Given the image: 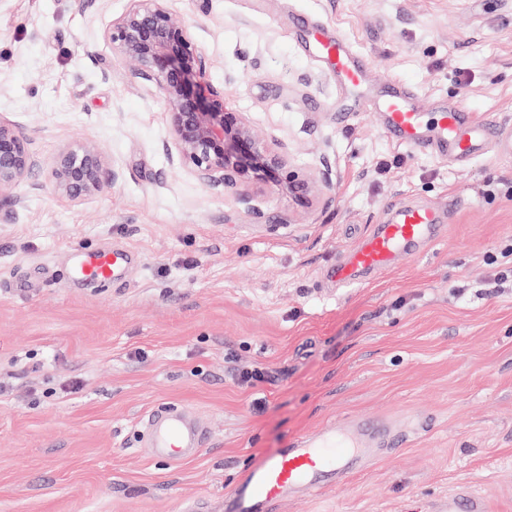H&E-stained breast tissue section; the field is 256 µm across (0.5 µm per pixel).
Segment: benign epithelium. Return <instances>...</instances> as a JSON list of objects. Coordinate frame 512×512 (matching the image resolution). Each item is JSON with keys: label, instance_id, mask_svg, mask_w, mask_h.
<instances>
[{"label": "benign epithelium", "instance_id": "1", "mask_svg": "<svg viewBox=\"0 0 512 512\" xmlns=\"http://www.w3.org/2000/svg\"><path fill=\"white\" fill-rule=\"evenodd\" d=\"M104 40L125 67L157 87L166 107L164 148L205 186L233 193L247 205L252 174L259 170L306 197L330 184L327 169L303 178L287 169L286 160L268 149L244 113L227 108L223 92L201 83L206 59L168 0H130L128 10L104 31ZM34 165L26 135L0 117V195L25 181ZM108 183L99 142L86 139L59 152L51 178L54 193L77 200L101 193Z\"/></svg>", "mask_w": 512, "mask_h": 512}]
</instances>
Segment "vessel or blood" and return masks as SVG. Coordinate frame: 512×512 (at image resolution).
Returning <instances> with one entry per match:
<instances>
[{
	"mask_svg": "<svg viewBox=\"0 0 512 512\" xmlns=\"http://www.w3.org/2000/svg\"><path fill=\"white\" fill-rule=\"evenodd\" d=\"M305 47L321 61L337 86L348 91L352 100L371 98V109L381 119L384 133L420 150H432L449 158L466 161L494 147L498 157L512 158V123L496 124L473 120L458 107L438 112L435 123H427L412 97L397 84H389L381 93H371L366 84L367 65L363 55L349 41L323 27L303 29ZM438 221L436 210L405 207L395 220L382 224L367 235L332 269L334 280L342 286L357 283L366 271L393 267L402 253L433 237ZM125 249L74 252L69 268L73 281L110 283L129 262ZM150 445L158 452L177 455L180 449L196 448L205 433L181 416L160 413L148 420ZM373 454L369 436L359 420L341 428L298 440L289 448L260 456L243 481L229 497L230 512H254L263 507L271 512L292 490L309 492L339 482L351 470L361 467ZM448 512H487L483 496L463 489L448 497Z\"/></svg>",
	"mask_w": 512,
	"mask_h": 512,
	"instance_id": "b4317fda",
	"label": "vessel or blood"
}]
</instances>
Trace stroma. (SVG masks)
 I'll return each mask as SVG.
<instances>
[{
    "mask_svg": "<svg viewBox=\"0 0 512 512\" xmlns=\"http://www.w3.org/2000/svg\"><path fill=\"white\" fill-rule=\"evenodd\" d=\"M129 0H0V116L37 164L0 196V512H221L259 455L357 418L410 421L341 482L274 512H447L466 485L512 512V161L460 165L386 137L293 28L322 23L374 87L512 120V0H169L271 152L332 181L250 204L175 168L157 88L103 39ZM236 81L228 85L225 74ZM98 141L113 186L50 189L61 149ZM462 204L447 208L450 196ZM446 207L439 235L342 288L327 269L396 207ZM123 248L107 285L69 283L70 248ZM264 377L240 383V366ZM207 431L186 457L142 432L158 408Z\"/></svg>",
    "mask_w": 512,
    "mask_h": 512,
    "instance_id": "35a3bbf8",
    "label": "stroma"
}]
</instances>
